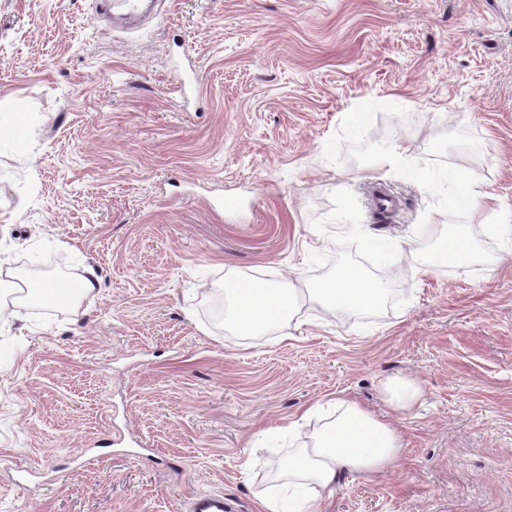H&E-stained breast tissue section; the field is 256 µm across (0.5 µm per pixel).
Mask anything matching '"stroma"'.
Returning <instances> with one entry per match:
<instances>
[{
	"mask_svg": "<svg viewBox=\"0 0 512 512\" xmlns=\"http://www.w3.org/2000/svg\"><path fill=\"white\" fill-rule=\"evenodd\" d=\"M396 145L407 163L378 166ZM466 180L512 208V0H159L132 29L95 0H0V272L99 281L0 327V512H187L199 492L256 512L319 425L301 411L336 397L402 448L317 512H512V237ZM378 187L399 202L383 222ZM339 189L396 243L381 276L406 305L305 301L287 342L216 327L224 275L306 289ZM455 224L471 263L419 273L411 252ZM391 380L418 404L396 409Z\"/></svg>",
	"mask_w": 512,
	"mask_h": 512,
	"instance_id": "obj_1",
	"label": "stroma"
}]
</instances>
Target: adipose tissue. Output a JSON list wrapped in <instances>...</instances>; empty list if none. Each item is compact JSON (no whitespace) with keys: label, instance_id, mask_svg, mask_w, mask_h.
<instances>
[{"label":"adipose tissue","instance_id":"adipose-tissue-1","mask_svg":"<svg viewBox=\"0 0 512 512\" xmlns=\"http://www.w3.org/2000/svg\"><path fill=\"white\" fill-rule=\"evenodd\" d=\"M334 412L295 449L275 477L288 488H303L299 512H315L336 487L341 473H378L396 460L401 448L398 432L349 399L333 402Z\"/></svg>","mask_w":512,"mask_h":512}]
</instances>
